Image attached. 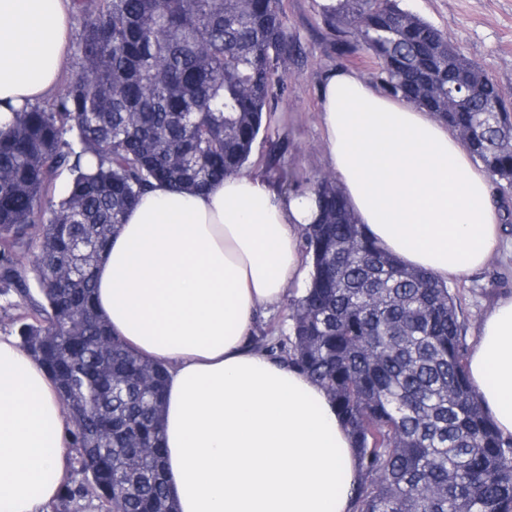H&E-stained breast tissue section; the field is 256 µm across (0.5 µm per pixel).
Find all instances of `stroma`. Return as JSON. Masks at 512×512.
I'll list each match as a JSON object with an SVG mask.
<instances>
[{
    "mask_svg": "<svg viewBox=\"0 0 512 512\" xmlns=\"http://www.w3.org/2000/svg\"><path fill=\"white\" fill-rule=\"evenodd\" d=\"M401 5L446 32L512 99V0H402ZM322 18L319 0H283V21L302 55L289 67L288 92L272 109L270 129L288 143L284 169L289 179L302 183L327 172L318 107L328 74L340 66ZM448 286L460 294L465 343L474 345L482 315L512 295V251L501 250L468 276L449 280Z\"/></svg>",
    "mask_w": 512,
    "mask_h": 512,
    "instance_id": "1",
    "label": "stroma"
}]
</instances>
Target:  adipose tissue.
<instances>
[{"instance_id":"obj_1","label":"adipose tissue","mask_w":512,"mask_h":512,"mask_svg":"<svg viewBox=\"0 0 512 512\" xmlns=\"http://www.w3.org/2000/svg\"><path fill=\"white\" fill-rule=\"evenodd\" d=\"M71 0H0V113L51 98L68 62ZM326 157L367 235L402 265L461 277L500 250L486 172L435 113L331 72ZM309 198L260 173L201 193L155 186L96 269L112 334L167 366L165 478L178 512H349L356 458L326 391L251 348L260 307L302 282ZM468 369L512 434V296L487 311ZM72 422L57 385L0 334V512H47L69 477Z\"/></svg>"}]
</instances>
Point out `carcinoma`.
Returning a JSON list of instances; mask_svg holds the SVG:
<instances>
[{
	"label": "carcinoma",
	"instance_id": "carcinoma-1",
	"mask_svg": "<svg viewBox=\"0 0 512 512\" xmlns=\"http://www.w3.org/2000/svg\"><path fill=\"white\" fill-rule=\"evenodd\" d=\"M82 24L62 94L0 117V308L55 380L78 456L59 498L97 512H176L164 474L166 368L111 334L94 268L154 182L206 189L243 172L299 53L282 0H72ZM338 58L368 56L390 96L454 130L512 209V101L447 35L400 0L323 10ZM319 211L304 228L310 282L289 332L258 338L329 395L358 474L351 512H512V434L468 372L459 296L371 240L331 176L283 181ZM68 180L57 189L61 175Z\"/></svg>",
	"mask_w": 512,
	"mask_h": 512
}]
</instances>
